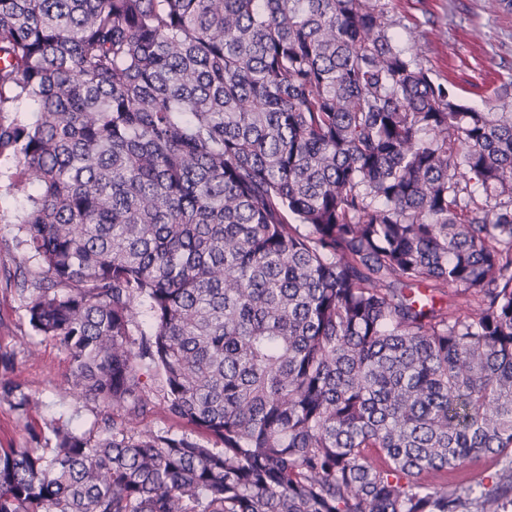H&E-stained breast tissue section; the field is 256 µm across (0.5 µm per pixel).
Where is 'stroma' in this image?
<instances>
[{
    "label": "stroma",
    "mask_w": 512,
    "mask_h": 512,
    "mask_svg": "<svg viewBox=\"0 0 512 512\" xmlns=\"http://www.w3.org/2000/svg\"><path fill=\"white\" fill-rule=\"evenodd\" d=\"M401 46L420 54L435 80L448 84L465 104L497 103L512 83V16L492 12L487 0H383ZM18 225L0 223V352L40 404L20 413L0 400V444L23 447L29 432L61 420L80 431L102 433L101 415L67 383L66 353L32 331L16 282L32 263L18 247Z\"/></svg>",
    "instance_id": "obj_1"
}]
</instances>
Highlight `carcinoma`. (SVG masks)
<instances>
[{"label": "carcinoma", "instance_id": "1", "mask_svg": "<svg viewBox=\"0 0 512 512\" xmlns=\"http://www.w3.org/2000/svg\"><path fill=\"white\" fill-rule=\"evenodd\" d=\"M510 97L380 0H0L18 291L106 430L0 447V512H508L447 476L512 456ZM155 376L222 448L129 426Z\"/></svg>", "mask_w": 512, "mask_h": 512}]
</instances>
